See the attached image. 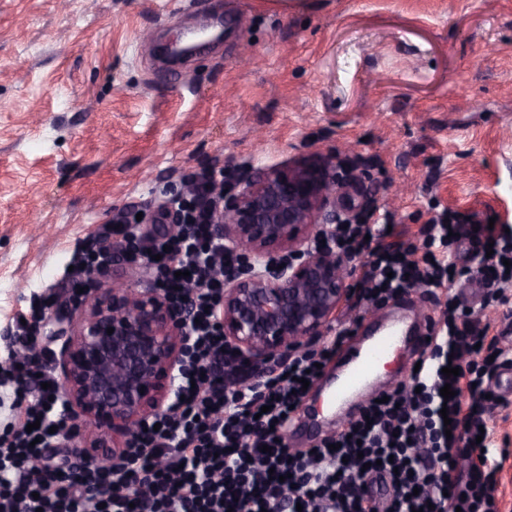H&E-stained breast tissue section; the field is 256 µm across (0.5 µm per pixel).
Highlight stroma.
<instances>
[{
    "label": "stroma",
    "instance_id": "1",
    "mask_svg": "<svg viewBox=\"0 0 512 512\" xmlns=\"http://www.w3.org/2000/svg\"><path fill=\"white\" fill-rule=\"evenodd\" d=\"M224 22L221 44L164 63L162 43ZM348 152L370 179L362 213L418 241L433 216L512 229V0H0V333L57 293L86 237L120 214L154 216L160 190L216 169ZM481 282L407 291L367 328L425 326L445 296L501 335ZM336 353L302 410L305 449L346 427L324 403ZM499 512H512V423L491 418Z\"/></svg>",
    "mask_w": 512,
    "mask_h": 512
}]
</instances>
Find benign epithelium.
Wrapping results in <instances>:
<instances>
[{
    "label": "benign epithelium",
    "instance_id": "1",
    "mask_svg": "<svg viewBox=\"0 0 512 512\" xmlns=\"http://www.w3.org/2000/svg\"><path fill=\"white\" fill-rule=\"evenodd\" d=\"M197 49L178 37L166 51L190 57ZM351 189L334 156L256 168L223 189L214 223L249 268L224 281L220 321L227 351L252 376L315 348L334 329L352 292L351 262L325 232L355 215ZM69 310L48 316V342L63 341L61 402L70 428L87 433L86 462L116 467L139 425L166 408L186 314L132 281L95 288Z\"/></svg>",
    "mask_w": 512,
    "mask_h": 512
}]
</instances>
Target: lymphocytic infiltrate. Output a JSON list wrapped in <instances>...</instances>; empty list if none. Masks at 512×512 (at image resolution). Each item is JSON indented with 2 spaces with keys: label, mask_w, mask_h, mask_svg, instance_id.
<instances>
[{
  "label": "lymphocytic infiltrate",
  "mask_w": 512,
  "mask_h": 512,
  "mask_svg": "<svg viewBox=\"0 0 512 512\" xmlns=\"http://www.w3.org/2000/svg\"><path fill=\"white\" fill-rule=\"evenodd\" d=\"M223 172L204 174L178 208L177 231L150 236L126 220L84 241L73 278L138 258L155 289L188 306L187 349L177 397L133 435L119 469L83 463L63 449L68 417L54 399L47 366L32 367L39 326L52 304L44 297L17 325L0 365L14 389L21 425L0 432V512H495L496 465L479 463L490 439L487 384L494 366L512 363L488 325L445 303L420 368L390 393L368 401L361 418L316 449L295 450L287 428L321 365L353 332L339 322L321 348L302 352L252 383H236L220 336L224 281L239 273L236 257L212 224ZM333 240L354 263L350 309L389 302L411 285L447 287L455 277L484 276L491 298L512 287V238L477 214L449 213L402 241L379 222L335 225ZM467 245L466 254L456 251ZM458 368L445 376L444 367ZM454 395L443 398L444 386Z\"/></svg>",
  "instance_id": "lymphocytic-infiltrate-1"
}]
</instances>
